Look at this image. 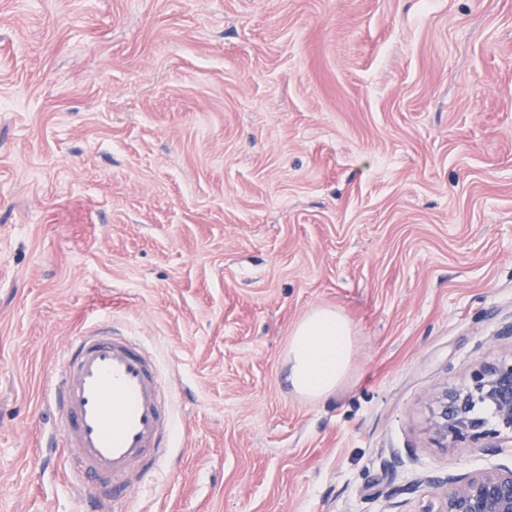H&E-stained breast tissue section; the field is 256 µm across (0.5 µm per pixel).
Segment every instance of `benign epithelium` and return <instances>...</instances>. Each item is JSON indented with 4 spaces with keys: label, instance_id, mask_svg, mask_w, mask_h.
Masks as SVG:
<instances>
[{
    "label": "benign epithelium",
    "instance_id": "obj_1",
    "mask_svg": "<svg viewBox=\"0 0 512 512\" xmlns=\"http://www.w3.org/2000/svg\"><path fill=\"white\" fill-rule=\"evenodd\" d=\"M431 428L442 442L501 451L512 440V357L485 362L457 386L432 395ZM435 512H512V465L450 473Z\"/></svg>",
    "mask_w": 512,
    "mask_h": 512
}]
</instances>
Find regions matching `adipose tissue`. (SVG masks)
I'll return each instance as SVG.
<instances>
[{
  "instance_id": "obj_1",
  "label": "adipose tissue",
  "mask_w": 512,
  "mask_h": 512,
  "mask_svg": "<svg viewBox=\"0 0 512 512\" xmlns=\"http://www.w3.org/2000/svg\"><path fill=\"white\" fill-rule=\"evenodd\" d=\"M351 323L340 313L318 309L293 330L288 346V383L298 395L317 399L345 379L353 353Z\"/></svg>"
}]
</instances>
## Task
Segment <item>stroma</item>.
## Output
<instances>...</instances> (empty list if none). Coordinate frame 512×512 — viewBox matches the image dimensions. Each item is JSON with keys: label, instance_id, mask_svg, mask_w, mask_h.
<instances>
[{"label": "stroma", "instance_id": "35a3bbf8", "mask_svg": "<svg viewBox=\"0 0 512 512\" xmlns=\"http://www.w3.org/2000/svg\"><path fill=\"white\" fill-rule=\"evenodd\" d=\"M321 308L354 351L304 399ZM96 324L172 390L126 512H426L512 463L430 428L512 353V0H0V512H82L47 397ZM353 327L340 313L317 309L293 330L288 346V383L301 397L332 393L349 371Z\"/></svg>", "mask_w": 512, "mask_h": 512}]
</instances>
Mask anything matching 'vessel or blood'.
<instances>
[{"label": "vessel or blood", "mask_w": 512, "mask_h": 512, "mask_svg": "<svg viewBox=\"0 0 512 512\" xmlns=\"http://www.w3.org/2000/svg\"><path fill=\"white\" fill-rule=\"evenodd\" d=\"M51 400L79 477L100 484L94 512H124L126 480L145 474L171 445L170 402L153 356L111 327H92L67 346Z\"/></svg>", "instance_id": "obj_1"}]
</instances>
